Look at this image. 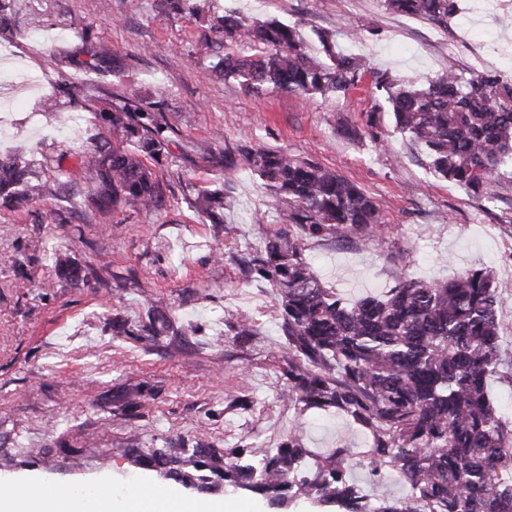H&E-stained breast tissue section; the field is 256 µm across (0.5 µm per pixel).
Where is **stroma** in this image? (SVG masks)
Wrapping results in <instances>:
<instances>
[{
  "label": "stroma",
  "instance_id": "obj_1",
  "mask_svg": "<svg viewBox=\"0 0 512 512\" xmlns=\"http://www.w3.org/2000/svg\"><path fill=\"white\" fill-rule=\"evenodd\" d=\"M277 19L298 26L311 49L317 33L341 23L364 30L359 43L339 42L374 69L423 81L456 65L463 72L512 75V11L492 0H461L447 30L385 10L382 0H210L223 14ZM12 40L0 39V154L23 150L44 180L57 162L72 168L66 192L74 210L59 214L54 192L0 210V475L66 482L114 493L141 476L180 490L159 473L154 448L182 449L193 471L211 451L279 447L299 434L311 455L350 453L348 478L376 498L408 488L397 474L378 478L366 462L367 435L333 411L287 403L285 338L267 281L245 276L240 256L280 227L270 190L244 164L204 161L210 148L237 154L245 141L283 148L335 168L380 206L384 229L304 241L303 254L321 282L355 300L381 294L401 278L443 280L465 268H488L501 303L498 374L488 389L512 419V175L494 184L484 210L463 187L433 176L424 150L402 137L382 113V143L352 136L376 103L369 82L347 96L245 92L210 61L195 57L200 35L189 17L162 12L156 0L132 11L130 0H16ZM108 44L119 76L85 67L83 50ZM157 103L173 130L169 156L151 161L167 204L159 211L100 214L82 202L87 187L74 152L112 141L105 114L130 93ZM223 187L231 201L223 229L205 223L193 201ZM26 258L30 287L14 267ZM92 265L99 277L58 278L56 260ZM162 301L182 336L162 333L153 347L117 335L115 323H147ZM255 322L238 336L239 313ZM141 391L130 411L127 394ZM234 496L258 512H336L299 496L271 507L266 496L225 486L209 499Z\"/></svg>",
  "mask_w": 512,
  "mask_h": 512
}]
</instances>
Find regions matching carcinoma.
I'll return each mask as SVG.
<instances>
[{
    "instance_id": "1",
    "label": "carcinoma",
    "mask_w": 512,
    "mask_h": 512,
    "mask_svg": "<svg viewBox=\"0 0 512 512\" xmlns=\"http://www.w3.org/2000/svg\"><path fill=\"white\" fill-rule=\"evenodd\" d=\"M162 4L200 24L197 56L217 59L224 77L257 95L276 89L345 96L370 76L379 102L358 135L381 141L380 112H391L395 129L426 149L430 171L466 187L486 208L495 199V178L512 171V83L496 71L466 76L450 63L434 78L407 81L366 67L329 32L318 35L322 51L313 54L298 27L276 19L253 21L230 9L217 15L202 0ZM383 6L443 30L460 12L459 0H383ZM238 43L253 53L233 52ZM110 121L132 150L100 145L79 156V166L92 173L84 201L99 212L164 208L163 189L146 164L170 153L164 115L133 97L112 110ZM241 156L284 205V223L305 235L381 228L380 206L336 170L279 148L246 147ZM45 190L33 170L0 158V203L19 204ZM197 208L213 224L224 223L220 191L205 190ZM248 267L277 299L288 399L347 416L370 437L372 471H394L409 493L372 499L347 480L344 452L312 458L297 437L264 454L214 453L205 462L208 473L185 481L203 487L216 476L271 500L303 489L342 512H512V423L488 392L500 365L499 298L488 271L468 268L432 283L401 279L382 295L349 303L322 284L303 258V243L283 231L267 237ZM57 272L65 280L98 277L91 265L59 262ZM156 315L162 329L152 321L139 340L154 343L163 330L181 335Z\"/></svg>"
}]
</instances>
